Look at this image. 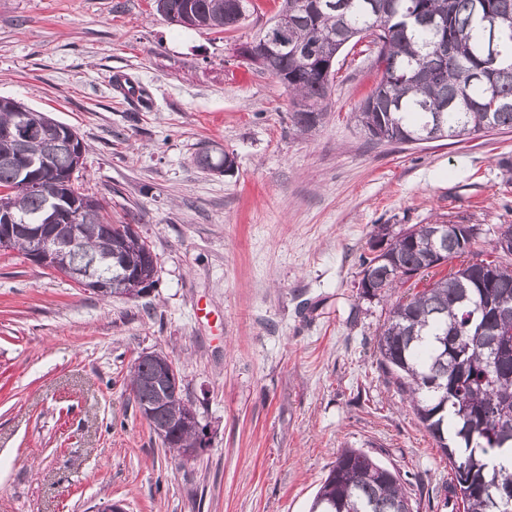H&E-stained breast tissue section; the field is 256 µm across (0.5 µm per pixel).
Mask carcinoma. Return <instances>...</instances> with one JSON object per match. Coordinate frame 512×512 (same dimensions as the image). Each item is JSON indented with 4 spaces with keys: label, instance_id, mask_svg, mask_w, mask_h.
I'll use <instances>...</instances> for the list:
<instances>
[{
    "label": "carcinoma",
    "instance_id": "cac0c4a2",
    "mask_svg": "<svg viewBox=\"0 0 512 512\" xmlns=\"http://www.w3.org/2000/svg\"><path fill=\"white\" fill-rule=\"evenodd\" d=\"M300 0H283L278 15L288 23L287 51L260 68L288 90L292 122L308 131L325 118L329 94L326 67L345 47L366 37L376 44L377 82L359 107L357 120L372 140L430 142L512 129V0H321L324 7L299 13ZM169 12L210 21L232 30L246 13L230 0H167ZM45 130L23 142L0 138V203L29 224H42L50 211V189L22 188L15 157L21 153L72 178L76 151L52 143L48 130L60 122L28 106L0 109V131L21 115ZM195 164L224 171L225 159L206 151ZM82 208L75 218L79 241L64 255L70 267L96 262L101 274L119 278L125 256L133 271L156 273L150 246L129 240L116 254L102 233L105 216L98 200L63 189ZM475 224H415L391 239L386 251L360 259L359 287L385 297L398 285L430 277L438 262L459 266L432 278L423 290L392 305L376 353L409 408L448 460L453 477L444 487L448 512H512L494 502L488 489L512 493V349L491 355L487 339L512 341V264L482 258ZM131 386L138 408L156 407L164 416L186 411L168 394L171 383L158 361L133 365ZM169 450L195 448L205 430L170 428ZM310 512H413L401 476L360 449L347 448L319 488Z\"/></svg>",
    "mask_w": 512,
    "mask_h": 512
}]
</instances>
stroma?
Returning <instances> with one entry per match:
<instances>
[{
    "label": "stroma",
    "instance_id": "obj_1",
    "mask_svg": "<svg viewBox=\"0 0 512 512\" xmlns=\"http://www.w3.org/2000/svg\"><path fill=\"white\" fill-rule=\"evenodd\" d=\"M253 3L217 33L153 0H0V96L76 130L75 190L157 261L149 292L103 299L0 251V512H309L345 448L400 471L414 512H446L448 462L374 353L394 299L359 295L360 257L379 224L487 242L512 224V130L370 141L355 114L376 73L348 48L299 133L284 87L237 52L282 0ZM214 145L231 172L194 164ZM153 351L205 427L188 462L133 400Z\"/></svg>",
    "mask_w": 512,
    "mask_h": 512
}]
</instances>
